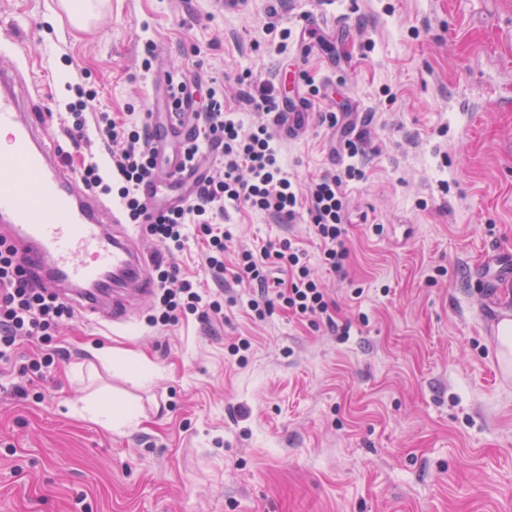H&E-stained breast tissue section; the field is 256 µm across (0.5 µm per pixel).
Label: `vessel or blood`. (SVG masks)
I'll return each mask as SVG.
<instances>
[{
  "instance_id": "b4317fda",
  "label": "vessel or blood",
  "mask_w": 512,
  "mask_h": 512,
  "mask_svg": "<svg viewBox=\"0 0 512 512\" xmlns=\"http://www.w3.org/2000/svg\"><path fill=\"white\" fill-rule=\"evenodd\" d=\"M19 66H0V128L11 132L13 148L0 158V235L14 246L39 286L74 304L81 317L121 324L130 300L148 295L152 281L137 235L89 191L75 189L56 140L46 128L41 89L21 95ZM151 142L167 150L165 178L143 182L140 194L154 209L163 183L201 181L207 165L185 167L178 147L193 137L190 113L169 111L155 98L149 114Z\"/></svg>"
}]
</instances>
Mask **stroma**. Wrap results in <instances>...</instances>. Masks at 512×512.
<instances>
[{
  "mask_svg": "<svg viewBox=\"0 0 512 512\" xmlns=\"http://www.w3.org/2000/svg\"><path fill=\"white\" fill-rule=\"evenodd\" d=\"M107 2L78 28L55 0H0L15 35L0 50L44 88L50 132L75 152L58 106L83 77L88 112L137 121L160 72L195 79L200 103L247 73L305 108L277 142L290 175L365 173L347 185L345 275L304 220L231 210L225 225L244 246L304 248L337 326L278 307L256 320L234 283L237 304L203 321L153 325L148 297L120 325L74 319L35 383L20 343L0 360V512H512L496 330L512 281L478 277L485 252L512 254V0ZM349 120L369 132L353 158L332 148ZM126 403L131 424L90 413Z\"/></svg>",
  "mask_w": 512,
  "mask_h": 512,
  "instance_id": "stroma-1",
  "label": "stroma"
}]
</instances>
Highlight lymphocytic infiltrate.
<instances>
[{
    "label": "lymphocytic infiltrate",
    "instance_id": "lymphocytic-infiltrate-1",
    "mask_svg": "<svg viewBox=\"0 0 512 512\" xmlns=\"http://www.w3.org/2000/svg\"><path fill=\"white\" fill-rule=\"evenodd\" d=\"M73 91L75 98L66 103L64 118L70 136L81 138L91 123L99 144L122 146L121 152L113 155L108 174L103 173L96 151L82 154L75 174L85 189L117 196L127 222L143 224L146 234L167 253L182 251L189 237L200 238L203 265L212 278L229 277L237 283L256 285L257 294L248 301L254 318L264 319L278 304L289 315L335 326L325 289L304 250L293 246L291 240L240 250L234 265H226L224 257L233 234L225 228L224 217L231 208L267 214L283 223L306 217L320 242L323 266L345 274L349 200L344 185L359 177V168L347 166L343 173L321 176L306 190H299L281 163L267 124L244 126L235 109L226 103L224 86L219 83L210 88L208 101L197 114L199 137L183 146L185 160L191 165L199 160L203 149H210L219 174L200 181L182 207L149 217L139 187L156 170L159 160L150 147L147 123L120 119L105 111L87 115L94 91L80 83L74 84ZM154 274L157 303L153 324L165 327L191 315L206 319L223 314V295L204 293L197 282L180 278L175 264L156 261ZM74 316L71 305L32 283L11 244L0 238V359H9L17 342L28 339L40 351L29 359L24 372L33 380L43 378L54 362L47 352L52 334Z\"/></svg>",
    "mask_w": 512,
    "mask_h": 512
}]
</instances>
